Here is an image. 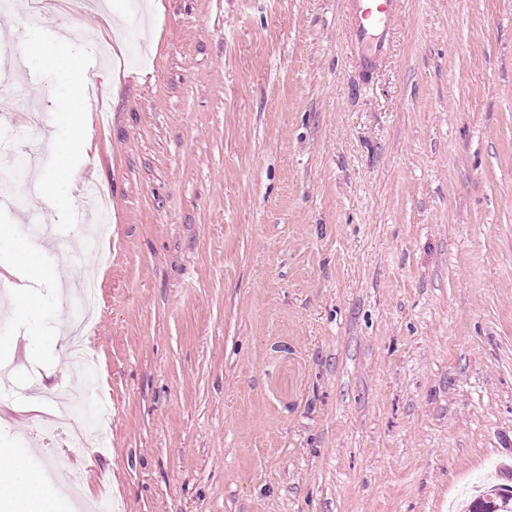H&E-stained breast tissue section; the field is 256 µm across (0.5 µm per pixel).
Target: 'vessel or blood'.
Returning a JSON list of instances; mask_svg holds the SVG:
<instances>
[{
	"label": "vessel or blood",
	"mask_w": 512,
	"mask_h": 512,
	"mask_svg": "<svg viewBox=\"0 0 512 512\" xmlns=\"http://www.w3.org/2000/svg\"><path fill=\"white\" fill-rule=\"evenodd\" d=\"M399 0H346L349 42L363 75H370L390 51Z\"/></svg>",
	"instance_id": "vessel-or-blood-1"
}]
</instances>
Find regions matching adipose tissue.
<instances>
[{
	"instance_id": "ef3b65f1",
	"label": "adipose tissue",
	"mask_w": 512,
	"mask_h": 512,
	"mask_svg": "<svg viewBox=\"0 0 512 512\" xmlns=\"http://www.w3.org/2000/svg\"><path fill=\"white\" fill-rule=\"evenodd\" d=\"M13 266L21 271L26 284L13 290V311L23 319H35L42 302L30 289L31 283L51 281L55 273L37 252L18 243L13 250ZM54 502L44 491L38 472L25 458L11 449L0 448V512H53Z\"/></svg>"
}]
</instances>
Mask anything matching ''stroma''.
<instances>
[{
    "mask_svg": "<svg viewBox=\"0 0 512 512\" xmlns=\"http://www.w3.org/2000/svg\"><path fill=\"white\" fill-rule=\"evenodd\" d=\"M13 2L0 44L69 35L106 108L61 125L60 70L27 57L0 94V168L44 146L0 225L56 270L38 329L0 307L22 368L0 448L55 512L103 483L117 512H460L480 477L512 487V0H403L365 81L343 0ZM65 163L48 205L34 178ZM87 182L106 263L75 226ZM88 274L83 331L65 284ZM76 343L114 412L62 470L72 424H39ZM96 300V287L91 284L82 296L75 298L67 306L68 312L75 322L86 325L90 321V312Z\"/></svg>",
    "mask_w": 512,
    "mask_h": 512,
    "instance_id": "obj_1",
    "label": "stroma"
}]
</instances>
